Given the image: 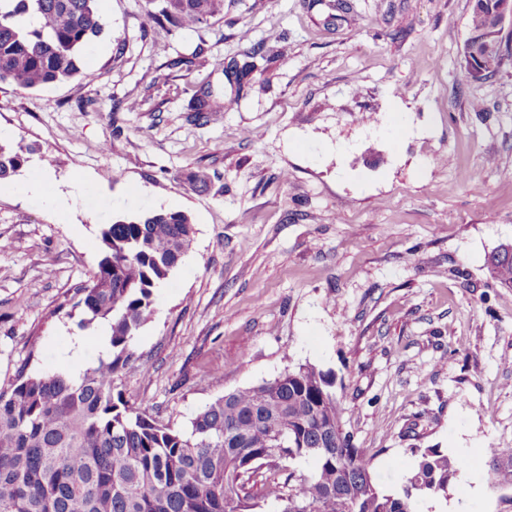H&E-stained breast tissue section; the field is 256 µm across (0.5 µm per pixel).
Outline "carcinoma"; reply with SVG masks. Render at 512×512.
Returning <instances> with one entry per match:
<instances>
[{
    "mask_svg": "<svg viewBox=\"0 0 512 512\" xmlns=\"http://www.w3.org/2000/svg\"><path fill=\"white\" fill-rule=\"evenodd\" d=\"M96 0H0V83L36 89L79 74L82 51L104 26ZM145 21L206 24L224 0H160ZM496 0H474L469 41L477 51ZM209 91L191 100L206 118ZM34 149L0 144V180L15 176ZM195 237L180 211L154 210L100 228V260L76 322L110 326L107 358L76 374L19 375L0 390V512H416L444 494L463 461L425 448L400 493L382 491L372 459L342 424L345 407L331 372L312 364L238 389L200 409L185 427L135 408L116 378L137 368L133 341L154 314V292ZM492 282L512 288V246L486 261ZM493 480L512 487V448L491 452ZM310 460L304 472L293 467Z\"/></svg>",
    "mask_w": 512,
    "mask_h": 512,
    "instance_id": "carcinoma-1",
    "label": "carcinoma"
}]
</instances>
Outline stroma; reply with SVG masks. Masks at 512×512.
<instances>
[{
	"mask_svg": "<svg viewBox=\"0 0 512 512\" xmlns=\"http://www.w3.org/2000/svg\"><path fill=\"white\" fill-rule=\"evenodd\" d=\"M148 7L97 0L77 77L0 83V142L35 148L0 186V389L76 370L77 338L94 364L95 330L66 311L100 226L181 211L195 239L134 340L147 374L117 381L131 404L182 427L310 363L385 492L438 448L480 479L469 498L450 483L459 512H512L488 454L512 448V288L485 266L512 243V21L503 70L462 87L472 0H224L185 29L144 24ZM46 157V195L23 191ZM76 189L68 210L46 200Z\"/></svg>",
	"mask_w": 512,
	"mask_h": 512,
	"instance_id": "35a3bbf8",
	"label": "stroma"
}]
</instances>
